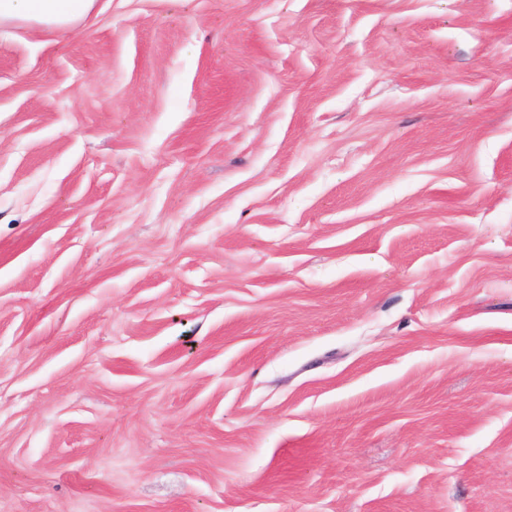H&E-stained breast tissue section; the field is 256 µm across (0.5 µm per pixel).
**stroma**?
<instances>
[{"label":"stroma","instance_id":"stroma-1","mask_svg":"<svg viewBox=\"0 0 512 512\" xmlns=\"http://www.w3.org/2000/svg\"><path fill=\"white\" fill-rule=\"evenodd\" d=\"M0 512H512V0L0 25Z\"/></svg>","mask_w":512,"mask_h":512}]
</instances>
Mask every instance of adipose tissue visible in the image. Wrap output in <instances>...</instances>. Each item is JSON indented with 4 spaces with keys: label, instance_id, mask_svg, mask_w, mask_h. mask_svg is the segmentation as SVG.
Returning a JSON list of instances; mask_svg holds the SVG:
<instances>
[{
    "label": "adipose tissue",
    "instance_id": "1",
    "mask_svg": "<svg viewBox=\"0 0 512 512\" xmlns=\"http://www.w3.org/2000/svg\"><path fill=\"white\" fill-rule=\"evenodd\" d=\"M95 0H0V24L23 21L48 29L71 30L92 10Z\"/></svg>",
    "mask_w": 512,
    "mask_h": 512
}]
</instances>
